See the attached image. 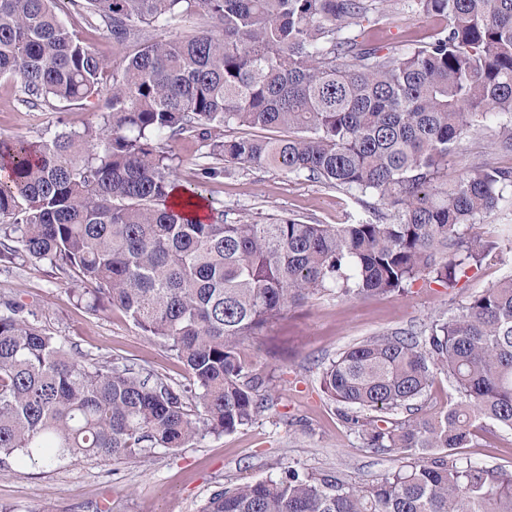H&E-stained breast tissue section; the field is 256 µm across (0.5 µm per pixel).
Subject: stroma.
I'll use <instances>...</instances> for the list:
<instances>
[{
	"label": "stroma",
	"instance_id": "obj_1",
	"mask_svg": "<svg viewBox=\"0 0 512 512\" xmlns=\"http://www.w3.org/2000/svg\"><path fill=\"white\" fill-rule=\"evenodd\" d=\"M385 18L370 36L379 45L404 48L427 41L436 19L419 15L406 0H385ZM66 26L108 62L116 64L138 45L157 37L183 38L210 28L205 13L147 27L139 39L116 44L87 13L64 14ZM104 101L86 105L31 106L20 82L0 78V136L32 141L64 128L80 131L101 123ZM179 184L197 188L227 221L273 222L297 218L310 224H346L362 209L325 182L280 171L227 166L215 178L208 149L184 135L165 141ZM489 162L512 166V155L492 150L487 135H475L450 157L449 178ZM479 232L497 242L498 256L468 271L455 290L416 281L403 295L366 299L325 291L288 308L261 335L246 341L242 356L265 381L270 400L251 425L231 434L205 435L175 450L152 448L120 463L107 459H65L43 464L10 463L0 472V505L11 512H200L215 491L246 481L277 477L288 467L328 470L346 480L368 483L396 467L393 454L366 447L320 387L323 366L354 343L458 313L473 296L512 275V207L488 217ZM80 283L45 263L17 256L0 264V299L24 306L32 322L61 336L78 359H119L154 371L169 383L190 380L186 366L159 340L146 335L122 311L93 312L78 303ZM479 444L459 449L462 457L512 470V431L490 424L475 428Z\"/></svg>",
	"mask_w": 512,
	"mask_h": 512
}]
</instances>
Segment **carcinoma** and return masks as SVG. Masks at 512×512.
<instances>
[{"mask_svg": "<svg viewBox=\"0 0 512 512\" xmlns=\"http://www.w3.org/2000/svg\"><path fill=\"white\" fill-rule=\"evenodd\" d=\"M384 0H0V77L24 102L90 103L104 125L40 141L0 138V261L25 256L80 277L77 300L121 310L188 368L177 387L134 363L78 361L22 305L0 303V467L119 462L252 424L267 399L239 347L323 291L457 287L495 257L477 226L512 202V167L448 180L469 136L512 153V0H412L441 18L429 40L376 46ZM82 8L123 44L145 27L211 29L145 41L112 68L64 24ZM222 126L288 137L212 136ZM192 134L226 164L305 175L366 212L350 224L198 220L157 139ZM444 372L460 401L418 400ZM321 384L340 417L400 465L371 484L290 467L214 492L200 512H512V471L456 455L473 425L512 431V277L450 317L354 344ZM201 410L188 413L190 401Z\"/></svg>", "mask_w": 512, "mask_h": 512, "instance_id": "obj_1", "label": "carcinoma"}]
</instances>
